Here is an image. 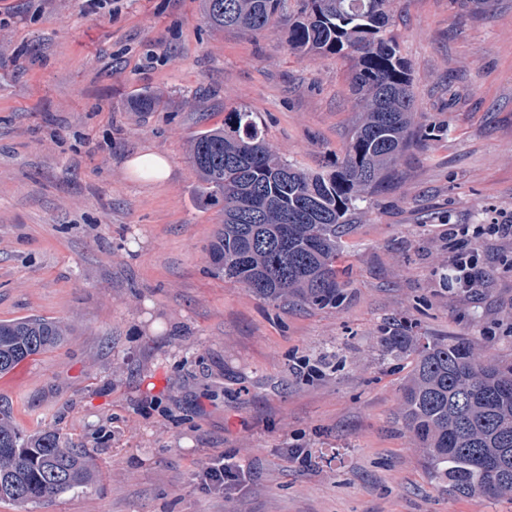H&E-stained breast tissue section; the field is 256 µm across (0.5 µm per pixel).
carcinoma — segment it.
Wrapping results in <instances>:
<instances>
[{
    "label": "carcinoma",
    "instance_id": "carcinoma-1",
    "mask_svg": "<svg viewBox=\"0 0 512 512\" xmlns=\"http://www.w3.org/2000/svg\"><path fill=\"white\" fill-rule=\"evenodd\" d=\"M207 22L257 35L279 21L294 53L353 61L361 117L334 169L307 172L267 143L254 112L234 109L199 131L188 159L198 195L224 221L209 245L215 275L274 304L323 309L346 298L341 238L359 204L393 179L417 143L420 115L408 63L384 33L389 0H204ZM68 327L43 317L0 322V374L64 342ZM388 356L415 354L397 418L413 434L425 469L448 494L512 498V362L464 339L415 336L411 326L381 337ZM98 478L90 451L57 431L24 436L0 400V500L25 504L84 488Z\"/></svg>",
    "mask_w": 512,
    "mask_h": 512
}]
</instances>
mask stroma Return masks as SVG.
<instances>
[{
    "instance_id": "1",
    "label": "stroma",
    "mask_w": 512,
    "mask_h": 512,
    "mask_svg": "<svg viewBox=\"0 0 512 512\" xmlns=\"http://www.w3.org/2000/svg\"><path fill=\"white\" fill-rule=\"evenodd\" d=\"M423 136L344 236L347 300L279 307L213 274L220 220L188 146L226 112L330 169L357 119L350 60L300 57L282 26L210 27L202 0H0V321L66 341L0 374L17 428L92 452L97 483L0 512H512L448 495L396 418L413 357L392 325L512 361V237L482 240L481 284L452 296L448 227L512 222V0H393ZM157 100L142 111L141 94ZM169 176L134 180L129 159ZM240 468L204 490L199 471ZM132 174L149 181H158L168 177L169 169L166 162L154 154H143L130 162ZM146 170V173H144Z\"/></svg>"
}]
</instances>
